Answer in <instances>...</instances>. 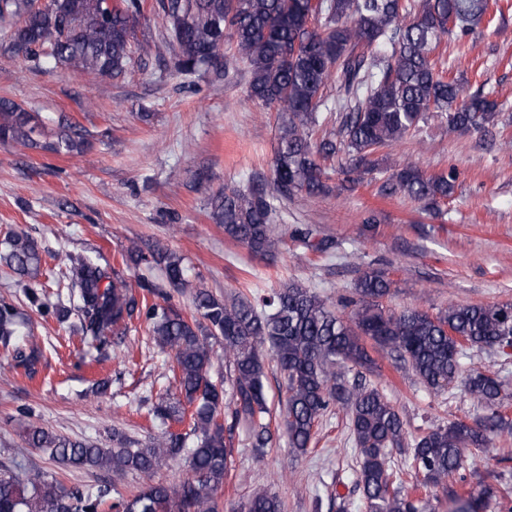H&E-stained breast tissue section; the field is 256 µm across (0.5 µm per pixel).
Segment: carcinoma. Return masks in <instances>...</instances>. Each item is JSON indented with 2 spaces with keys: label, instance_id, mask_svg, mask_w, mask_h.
Instances as JSON below:
<instances>
[{
  "label": "carcinoma",
  "instance_id": "obj_1",
  "mask_svg": "<svg viewBox=\"0 0 512 512\" xmlns=\"http://www.w3.org/2000/svg\"><path fill=\"white\" fill-rule=\"evenodd\" d=\"M143 0H0V24L10 34L3 50L35 70L60 69L102 79L123 76L134 56L150 52L137 39L135 24ZM166 23L174 68L193 75L202 66L216 77L243 64L248 97L273 110L278 120V151L271 186L222 190L209 203V215L224 236L252 253L270 256L286 231L274 222L277 203L296 194L325 192L320 160L347 155L348 172L364 179L378 169L374 155L414 130L429 112H444L450 132L488 131L496 125L498 104L477 90L463 94L431 55L443 38L457 42V55L474 44L464 41L489 15L488 0H156ZM336 75L337 136L315 138L325 117L324 89ZM0 144H18L52 154L84 153L88 132L60 120L47 131L40 114L0 97ZM456 169L429 174L408 164L378 187L384 196L400 194L434 207L452 196ZM292 238L314 253L331 244L313 242L297 227ZM358 273L342 298L347 316L323 297L292 280L253 301L238 295L220 300L204 288L193 293L197 319L171 303L172 292L188 286L182 258L161 248L143 251L132 242L123 263L161 268L172 290L143 280L132 291L110 265L67 256L55 281L67 300L47 298L41 280L42 250L29 233L0 242V263L18 275V286L43 319H79L84 342L102 351L106 337L125 332L133 321L149 326L156 346L173 355L170 371L182 399L159 397L152 419L162 424L188 421L189 431L164 430L143 446L112 429L111 448L71 441L49 429L27 424L25 439L65 467L149 474L168 460L188 457L190 475L169 484H149L125 495L104 483L64 488L40 469L25 477L0 464V512H217L218 493L232 464L233 426L220 417L224 395L234 401L233 416L250 424L252 448L262 453L274 438L265 377L275 362L285 381L281 428L297 455L308 452L320 419L334 405L349 418L358 449L356 484L366 512H427L417 488L439 486L465 467L466 452L492 444L512 430L502 411L508 385L496 373L465 362L466 349L512 346V303L452 304L436 316L419 309L389 312L379 304L393 281L386 272L364 266L362 256L346 255ZM19 308L0 299V351L12 368L30 379L38 373L40 352L20 338ZM231 363L229 390L210 375L215 341ZM390 352L407 363L425 386L444 391L458 382L483 414L467 426L456 421L407 438L405 424L387 396L362 378L381 372L376 353ZM357 371L350 382L346 372ZM194 447H187L190 437ZM408 455L415 483L407 487L391 467L393 452ZM493 492L454 496L448 512H486ZM281 501L266 491L244 504V512H281Z\"/></svg>",
  "mask_w": 512,
  "mask_h": 512
}]
</instances>
